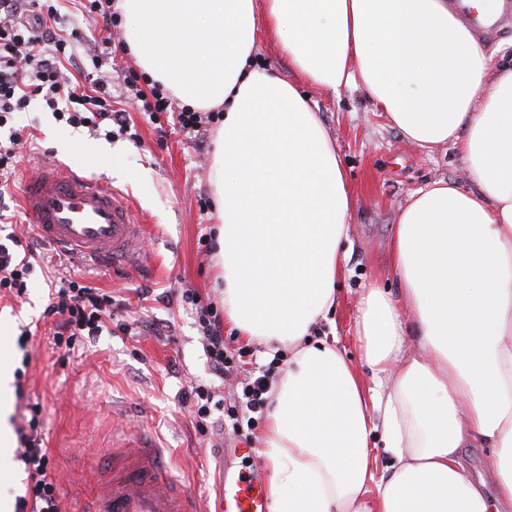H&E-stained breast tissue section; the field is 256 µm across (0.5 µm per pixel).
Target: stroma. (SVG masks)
<instances>
[{"mask_svg": "<svg viewBox=\"0 0 512 512\" xmlns=\"http://www.w3.org/2000/svg\"><path fill=\"white\" fill-rule=\"evenodd\" d=\"M330 137L336 144L357 195L349 219L344 272L337 282L336 303L320 320L316 338L336 337L364 381L372 373L362 366L355 319L361 292L375 281L398 295L399 281L387 270V246L411 192L436 179L466 183L465 163L450 145L417 147L390 127L365 89L345 86L336 94L312 91ZM143 101L127 106L130 129L111 139L92 137L57 122L52 112L23 113L21 125L35 131L39 148L27 164L58 161L90 174H106L129 193L136 215L148 226L146 256L121 271L96 261L74 260L76 274L125 300L131 317L149 315L171 325L168 336L143 331L100 337L95 347L60 362L44 333L34 332L27 347L17 338L33 328L47 302V286L34 274L24 300L0 303V365L27 367L26 388L43 406L48 446L54 456L63 512H73L106 480L112 441L142 431L168 448L175 476L211 512L221 479L225 448L239 443L232 428H214L200 436L190 422L182 397L189 385L220 386L225 397L240 394L250 374L277 382L291 357L287 348L248 342L225 328L229 351H246V363L219 379L211 374L194 309L180 302L142 306L136 291L166 287L191 289L202 301L224 303L217 253H204L203 238L216 235L215 210L201 208L214 200L211 169L218 127L207 124L202 137L181 132L176 113L150 120ZM16 440L0 444V502L15 503L24 492V472Z\"/></svg>", "mask_w": 512, "mask_h": 512, "instance_id": "obj_1", "label": "stroma"}]
</instances>
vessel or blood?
<instances>
[{
    "instance_id": "1",
    "label": "vessel or blood",
    "mask_w": 512,
    "mask_h": 512,
    "mask_svg": "<svg viewBox=\"0 0 512 512\" xmlns=\"http://www.w3.org/2000/svg\"><path fill=\"white\" fill-rule=\"evenodd\" d=\"M461 17L480 35L512 26V0H500L496 14L473 13L459 0ZM22 208L50 245L113 265L133 264L146 226L103 174L80 175L58 163L41 164L25 178ZM220 512H268L269 491L256 474L222 469ZM84 512H202L197 496L179 485L164 449L138 436L112 450V477L94 491Z\"/></svg>"
}]
</instances>
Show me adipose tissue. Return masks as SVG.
<instances>
[{
    "instance_id": "adipose-tissue-1",
    "label": "adipose tissue",
    "mask_w": 512,
    "mask_h": 512,
    "mask_svg": "<svg viewBox=\"0 0 512 512\" xmlns=\"http://www.w3.org/2000/svg\"><path fill=\"white\" fill-rule=\"evenodd\" d=\"M115 7L150 81L223 113L212 184L224 317L244 339L292 351L269 392L272 512L512 506V69H492L448 0ZM262 39L298 82L256 62ZM305 84L362 86L418 147H460L469 179L414 191L399 215L388 261L400 295L374 286L358 308L370 387L336 345L310 339L336 299L356 199ZM473 442L493 450V496L461 462Z\"/></svg>"
}]
</instances>
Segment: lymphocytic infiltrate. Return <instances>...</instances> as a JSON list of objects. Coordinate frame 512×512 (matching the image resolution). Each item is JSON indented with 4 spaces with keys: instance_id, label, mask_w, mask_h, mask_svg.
<instances>
[{
    "instance_id": "lymphocytic-infiltrate-1",
    "label": "lymphocytic infiltrate",
    "mask_w": 512,
    "mask_h": 512,
    "mask_svg": "<svg viewBox=\"0 0 512 512\" xmlns=\"http://www.w3.org/2000/svg\"><path fill=\"white\" fill-rule=\"evenodd\" d=\"M63 0H0V129L9 131L0 141V184L15 176L19 150L29 138L13 123L19 114L43 106L57 121L84 128L93 136L111 137L113 130H127L124 111L112 107V86L100 71V56L84 57L79 33L62 12ZM41 263L26 228L16 226L0 239V300L24 298L30 277ZM182 302L196 310L207 363L213 375L224 377L233 369V358L224 342V323L214 304L184 290ZM122 300L84 278L55 277L40 321L48 327L55 349L71 352L95 343L98 336L118 330L129 333L130 323L120 317ZM269 385L266 375L246 379L241 396L224 403L216 391L195 386L187 394L193 422L207 435L215 413L237 420L244 413L263 408ZM16 430L18 460L23 466L25 491L16 512H61L57 472L48 448L42 407L26 406Z\"/></svg>"
}]
</instances>
